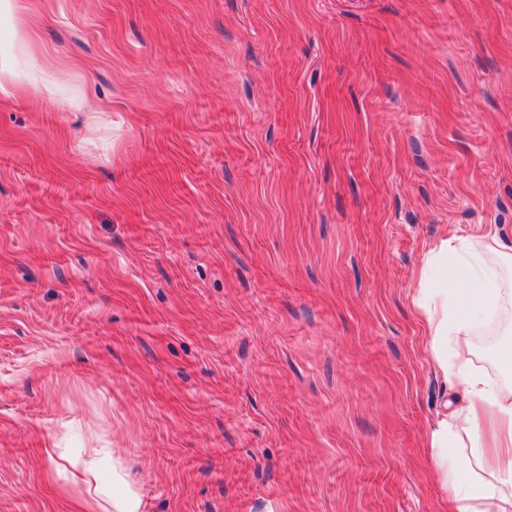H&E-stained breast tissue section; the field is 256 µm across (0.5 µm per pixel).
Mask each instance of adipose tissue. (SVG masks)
Wrapping results in <instances>:
<instances>
[{
  "label": "adipose tissue",
  "mask_w": 512,
  "mask_h": 512,
  "mask_svg": "<svg viewBox=\"0 0 512 512\" xmlns=\"http://www.w3.org/2000/svg\"><path fill=\"white\" fill-rule=\"evenodd\" d=\"M47 97L58 93L54 72L26 59L0 57V96L19 84ZM512 275V245L490 232L457 247L444 241L419 270L415 306L427 352L446 383L466 401L436 421L427 438L429 463L448 499L449 512H512V389L489 383L474 367L469 349L475 330L498 318L503 286ZM471 457L455 453L459 434ZM48 476L73 512H144L141 489L125 459L112 448L88 447L78 458L47 448Z\"/></svg>",
  "instance_id": "obj_1"
}]
</instances>
